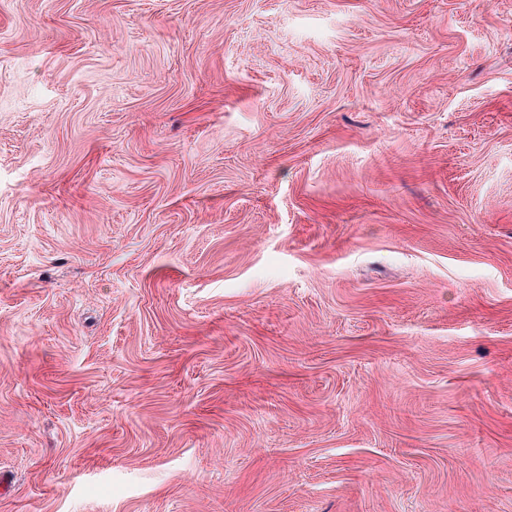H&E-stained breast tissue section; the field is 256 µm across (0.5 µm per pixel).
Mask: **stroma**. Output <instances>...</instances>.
Masks as SVG:
<instances>
[{
    "instance_id": "1",
    "label": "stroma",
    "mask_w": 512,
    "mask_h": 512,
    "mask_svg": "<svg viewBox=\"0 0 512 512\" xmlns=\"http://www.w3.org/2000/svg\"><path fill=\"white\" fill-rule=\"evenodd\" d=\"M0 512H512V0H0Z\"/></svg>"
}]
</instances>
